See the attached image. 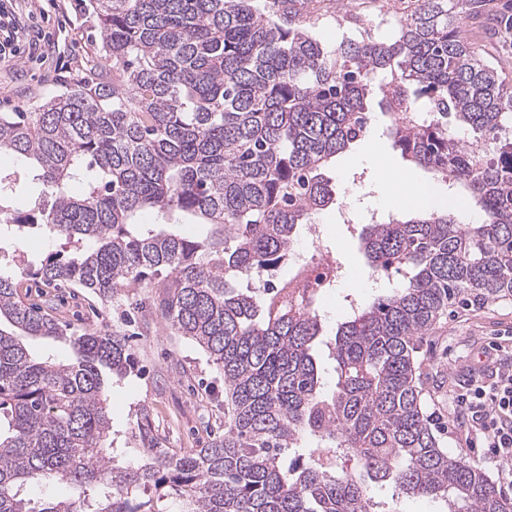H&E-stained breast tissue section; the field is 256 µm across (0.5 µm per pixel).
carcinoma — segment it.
<instances>
[{"label": "carcinoma", "mask_w": 512, "mask_h": 512, "mask_svg": "<svg viewBox=\"0 0 512 512\" xmlns=\"http://www.w3.org/2000/svg\"><path fill=\"white\" fill-rule=\"evenodd\" d=\"M483 2L410 0L397 38L366 29L330 50L301 29L297 0L271 12L259 0L82 4L99 69L36 112L0 113V155L17 163L0 169V237L14 244L0 275V512H169L170 500L177 512H372L370 483L448 512H512L444 451L414 368L449 308L512 298V88L453 26ZM377 80L391 148L448 185L450 208L360 225L370 268L400 285L326 342L317 295L294 306L282 286L244 282L284 264L299 228L336 204L328 171L364 137ZM27 180L41 190L23 213ZM457 200L481 222H458ZM145 212L161 220L144 224ZM181 223L205 231L184 236ZM34 234L69 252L33 264ZM27 281L84 288L105 307L150 285L166 327L224 376V428L180 454L142 407L131 453H116L109 392L136 365L127 329L72 331L21 294ZM29 338L71 356H35ZM45 481L83 497H29Z\"/></svg>", "instance_id": "cac0c4a2"}]
</instances>
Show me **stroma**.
<instances>
[{
  "label": "stroma",
  "instance_id": "stroma-1",
  "mask_svg": "<svg viewBox=\"0 0 512 512\" xmlns=\"http://www.w3.org/2000/svg\"><path fill=\"white\" fill-rule=\"evenodd\" d=\"M23 26L18 34L16 55H0V112H31L62 87L83 78L94 55L98 30L82 16L77 0H12ZM401 0H309L302 10L314 24L313 31L327 47L342 39L359 38L358 29L340 25L342 15L361 16L364 26L393 38L397 35L396 13ZM512 16V0H484L482 14L458 21L463 39L479 49L512 86V39L506 38L504 21ZM337 205H347L367 223L379 212L381 172L365 168L361 179L351 173L334 177ZM320 231L327 249L345 271L369 273L370 268L358 248L355 235L335 221V208L325 210ZM387 281L373 288H350L341 284L321 299L327 333H334L345 319L349 300L364 304L384 294ZM40 299L57 307L61 316L75 327L100 326L102 319L119 323L123 310L112 307L102 312L90 295L80 288H41ZM152 291L134 288L130 303L141 306L139 321L133 326V345L138 373L114 384L110 397L112 431L116 447H124L135 412L150 410L156 427L170 448L203 447L210 429L223 422L217 410L224 399V380L206 354L191 341L172 334L148 306ZM499 367L512 364V299L488 300L480 304L457 305L440 319L431 337L418 352L422 363L426 410L438 429L449 455L460 458L497 478L498 468L488 462L482 449L470 447L464 424L449 418L451 397L461 391L471 370H483L488 358ZM369 494L379 512H443L441 502L408 498L391 487L370 486Z\"/></svg>",
  "mask_w": 512,
  "mask_h": 512
}]
</instances>
